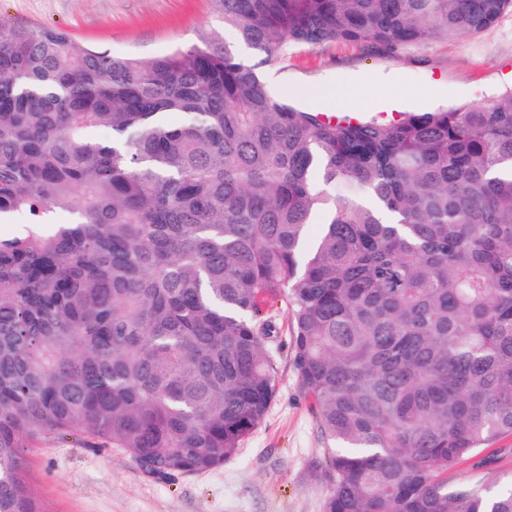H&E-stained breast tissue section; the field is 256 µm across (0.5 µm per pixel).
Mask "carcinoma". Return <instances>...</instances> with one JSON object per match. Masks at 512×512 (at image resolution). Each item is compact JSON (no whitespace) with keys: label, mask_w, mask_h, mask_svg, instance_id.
<instances>
[{"label":"carcinoma","mask_w":512,"mask_h":512,"mask_svg":"<svg viewBox=\"0 0 512 512\" xmlns=\"http://www.w3.org/2000/svg\"><path fill=\"white\" fill-rule=\"evenodd\" d=\"M211 2L236 44L148 62L0 22V512H42L23 449L49 438L162 477L233 458L275 397L279 300L336 442L324 512H512L448 484L512 435V92L333 120L257 72L476 34L512 0Z\"/></svg>","instance_id":"obj_1"}]
</instances>
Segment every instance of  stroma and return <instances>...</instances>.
<instances>
[{
  "label": "stroma",
  "instance_id": "35a3bbf8",
  "mask_svg": "<svg viewBox=\"0 0 512 512\" xmlns=\"http://www.w3.org/2000/svg\"><path fill=\"white\" fill-rule=\"evenodd\" d=\"M57 26L79 40L148 61L223 30L210 0H0V20ZM278 95L313 112L336 113L334 90L351 91V113L387 120L402 112L479 105L512 89V12L487 30L381 53L363 44L295 47L262 67ZM265 342L276 395L264 423L237 455L199 474L154 478L119 448L49 439L27 449V485L43 512H324L330 482L319 461L332 442L300 386L291 315ZM450 481L512 490V436L463 460Z\"/></svg>",
  "mask_w": 512,
  "mask_h": 512
}]
</instances>
